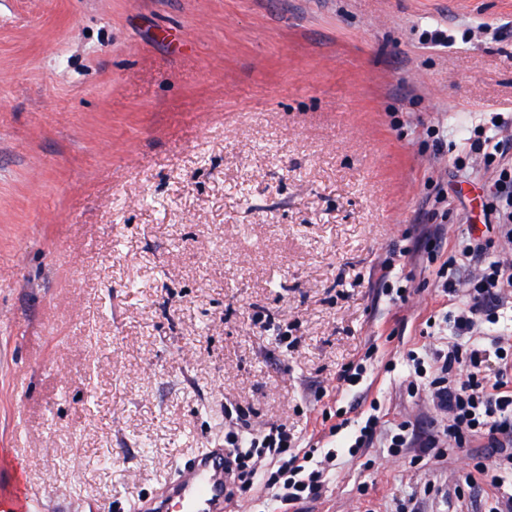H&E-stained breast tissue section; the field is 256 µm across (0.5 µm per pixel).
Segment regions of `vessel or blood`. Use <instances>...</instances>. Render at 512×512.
Returning <instances> with one entry per match:
<instances>
[{"label": "vessel or blood", "mask_w": 512, "mask_h": 512, "mask_svg": "<svg viewBox=\"0 0 512 512\" xmlns=\"http://www.w3.org/2000/svg\"><path fill=\"white\" fill-rule=\"evenodd\" d=\"M225 449H202L185 462L153 497L138 500L134 512H224ZM37 500L28 491L0 497V512H34Z\"/></svg>", "instance_id": "1"}]
</instances>
